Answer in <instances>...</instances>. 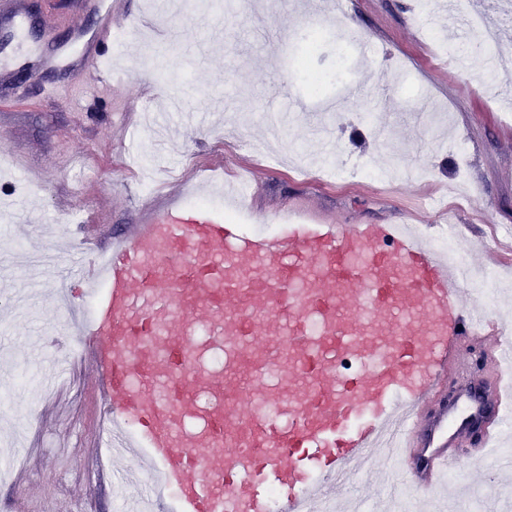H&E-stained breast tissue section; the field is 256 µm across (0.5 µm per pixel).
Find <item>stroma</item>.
I'll use <instances>...</instances> for the list:
<instances>
[{"label":"stroma","mask_w":512,"mask_h":512,"mask_svg":"<svg viewBox=\"0 0 512 512\" xmlns=\"http://www.w3.org/2000/svg\"><path fill=\"white\" fill-rule=\"evenodd\" d=\"M236 16L186 0H127L128 27L112 44L104 69L124 73L111 95L77 101L49 92L50 80L70 82L58 60L79 64L85 46L77 31L93 32L99 18L81 0H27L21 39L12 36L13 0H0V251L16 246L18 228L64 245L68 234L105 239L134 224L140 200L154 188L178 189L181 179L210 167L214 181L245 178L257 187L260 206L305 202L332 211L340 224H379L408 219L423 199L420 224H438L448 205L465 229L467 258L477 272L489 261L486 247L512 228V110L507 90L471 52L464 17L472 6L496 16L512 42V19L498 0H457L455 19L441 0L421 9L419 0H348L353 29L371 43L351 57V81H364L363 98L340 100L317 120L287 106L305 97L291 74L300 32L317 26L337 34L327 0H245ZM185 24L187 48L161 66L153 90L143 70L164 40L160 9ZM468 54L458 69L447 54ZM179 120L177 134L160 148L155 129L128 103ZM288 124L277 138L267 132L272 115ZM338 151L326 161L320 130ZM76 305L78 282L49 287L0 327V348L18 361L29 358L28 339L67 320L58 293ZM97 374L83 363L71 388L56 394L24 393L13 371L0 374V397L9 402L0 427V456L17 448L23 483L0 481L7 512H116L126 491L102 473L93 434L102 418ZM496 461L462 458L459 484L498 512L512 499V485L495 478Z\"/></svg>","instance_id":"35a3bbf8"}]
</instances>
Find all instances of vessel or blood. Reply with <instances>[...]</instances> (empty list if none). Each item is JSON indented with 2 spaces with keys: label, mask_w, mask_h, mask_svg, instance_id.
<instances>
[{
  "label": "vessel or blood",
  "mask_w": 512,
  "mask_h": 512,
  "mask_svg": "<svg viewBox=\"0 0 512 512\" xmlns=\"http://www.w3.org/2000/svg\"><path fill=\"white\" fill-rule=\"evenodd\" d=\"M101 7L90 74L114 90L100 64L124 0ZM210 186L188 179L149 197L129 230L91 242L99 263L68 254L62 276L88 306L32 344L53 376L72 340L92 343L99 439L150 473V512H354L338 489L393 454L395 487L427 501L469 445L439 395L471 374V344L485 351L486 388L466 403L489 455L512 416V323L471 298L470 262L449 263L417 224H340L305 203L262 214L254 185L213 204ZM199 319L233 354L223 373L193 371L187 327ZM270 374L276 384L257 388ZM200 391L204 426L183 436Z\"/></svg>",
  "instance_id": "1"
}]
</instances>
